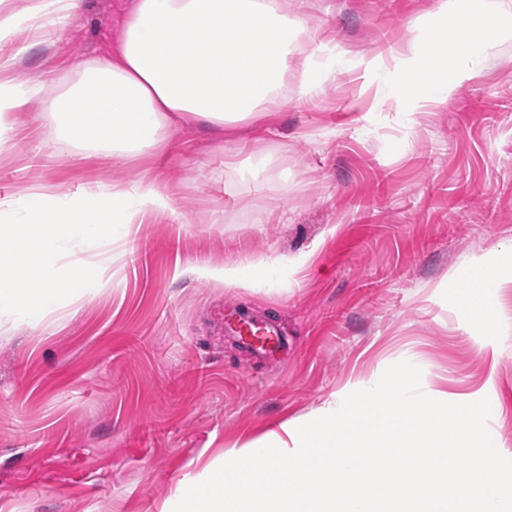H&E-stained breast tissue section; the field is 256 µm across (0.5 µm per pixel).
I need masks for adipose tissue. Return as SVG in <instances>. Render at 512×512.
<instances>
[{"label": "adipose tissue", "instance_id": "obj_1", "mask_svg": "<svg viewBox=\"0 0 512 512\" xmlns=\"http://www.w3.org/2000/svg\"><path fill=\"white\" fill-rule=\"evenodd\" d=\"M431 22L410 24L395 62L391 97L407 112L448 99L482 67L481 42L449 38L448 21L512 37V0H436ZM77 0H35L16 11L0 0V150L14 145L15 115L44 84L11 76L9 44L32 31L61 33ZM304 28L283 0H134L113 55L85 63L50 108L56 139L75 155L133 159L169 139L173 125L215 133L268 116L288 102V57ZM153 210L178 215L167 183L143 176L128 185L88 184L35 191L0 211V304L39 318L76 283L100 278L112 244Z\"/></svg>", "mask_w": 512, "mask_h": 512}]
</instances>
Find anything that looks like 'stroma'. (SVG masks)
Instances as JSON below:
<instances>
[{"label": "stroma", "mask_w": 512, "mask_h": 512, "mask_svg": "<svg viewBox=\"0 0 512 512\" xmlns=\"http://www.w3.org/2000/svg\"><path fill=\"white\" fill-rule=\"evenodd\" d=\"M327 42L336 77L241 128L237 166L200 126L133 160L76 157L48 140L51 99L26 105L0 155V198L147 173L180 219L146 216L112 246V270L32 320L0 310V512H173L224 448L315 418L335 393L391 365L425 393L483 392L512 448V39L483 47L479 76L415 113L388 101L398 44L434 0H287ZM129 0H79L66 31L31 32L15 77H70L109 53ZM287 178L288 189L271 186ZM251 256L273 279L227 286L201 268ZM306 257L298 265V257ZM504 281L486 327L460 301L475 270ZM245 311L282 339L266 354L219 320Z\"/></svg>", "instance_id": "obj_1"}]
</instances>
